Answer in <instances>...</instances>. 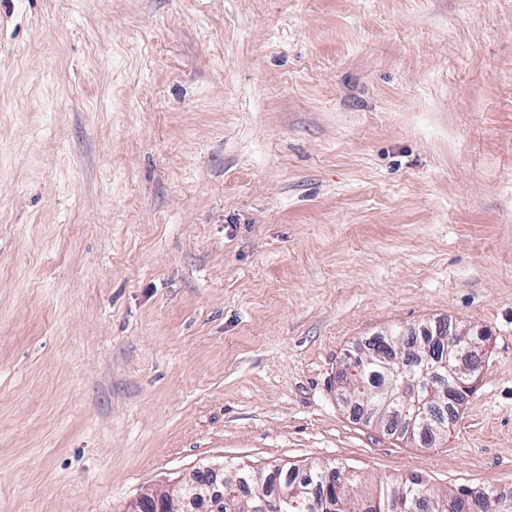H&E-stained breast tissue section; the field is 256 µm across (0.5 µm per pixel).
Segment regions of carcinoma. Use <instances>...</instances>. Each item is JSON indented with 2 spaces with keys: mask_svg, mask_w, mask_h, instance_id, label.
Segmentation results:
<instances>
[{
  "mask_svg": "<svg viewBox=\"0 0 512 512\" xmlns=\"http://www.w3.org/2000/svg\"><path fill=\"white\" fill-rule=\"evenodd\" d=\"M405 333L404 328L394 329L389 336H377L364 348L347 352L339 377L346 380V399L366 407L380 426L404 435L412 425L416 437L429 442L448 432L458 407L448 401L451 378L444 368L422 360L398 364L404 357ZM405 376L421 379L417 395L425 401L426 416L420 420L413 419V411L404 410ZM473 490L484 501L482 512H501L498 501L512 502V491L485 486H462L455 494L439 495L415 475L382 482L375 492L361 495L343 469H311L301 474L296 469L277 468L265 473L244 465L224 474L228 500L218 512H260L265 500L278 503L276 512H448V498Z\"/></svg>",
  "mask_w": 512,
  "mask_h": 512,
  "instance_id": "cac0c4a2",
  "label": "carcinoma"
}]
</instances>
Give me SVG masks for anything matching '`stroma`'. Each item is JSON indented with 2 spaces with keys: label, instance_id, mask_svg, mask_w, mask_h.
Returning a JSON list of instances; mask_svg holds the SVG:
<instances>
[{
  "label": "stroma",
  "instance_id": "obj_1",
  "mask_svg": "<svg viewBox=\"0 0 512 512\" xmlns=\"http://www.w3.org/2000/svg\"><path fill=\"white\" fill-rule=\"evenodd\" d=\"M430 321L427 445L336 375ZM225 462L512 488V0H0V512Z\"/></svg>",
  "mask_w": 512,
  "mask_h": 512
}]
</instances>
